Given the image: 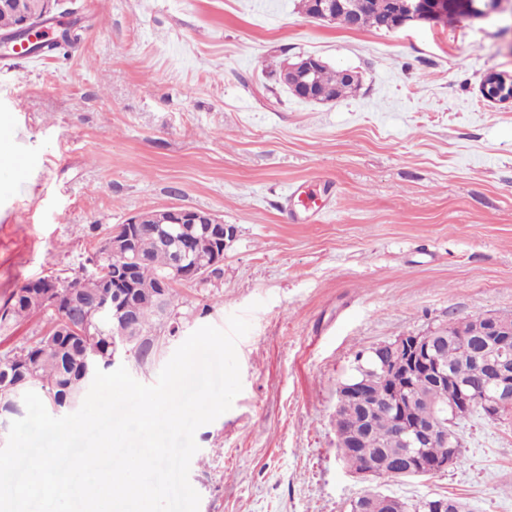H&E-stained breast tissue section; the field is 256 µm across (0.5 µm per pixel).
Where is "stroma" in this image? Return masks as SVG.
Listing matches in <instances>:
<instances>
[{
	"instance_id": "stroma-1",
	"label": "stroma",
	"mask_w": 512,
	"mask_h": 512,
	"mask_svg": "<svg viewBox=\"0 0 512 512\" xmlns=\"http://www.w3.org/2000/svg\"><path fill=\"white\" fill-rule=\"evenodd\" d=\"M70 43L0 58V310L30 279L104 263L108 226L168 206L234 225L224 273L181 285L179 339L245 314L242 390L201 426L189 480L199 512H349L380 491L512 512V423L461 421L462 464L366 479L340 460L337 390L356 352L450 322L512 316V74L499 19L351 30L298 0H64ZM322 58L358 73L329 103L268 68ZM318 179L323 214L290 193ZM484 97L489 101L511 102L512 82L509 77L497 72L488 73L481 84Z\"/></svg>"
}]
</instances>
